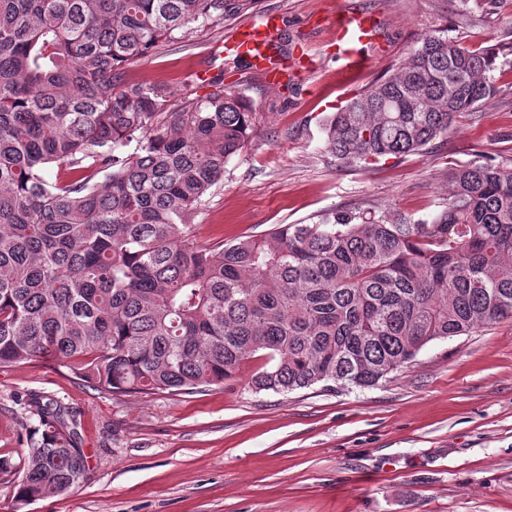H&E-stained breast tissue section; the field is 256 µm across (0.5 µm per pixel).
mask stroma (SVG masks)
Wrapping results in <instances>:
<instances>
[{
  "label": "stroma",
  "mask_w": 512,
  "mask_h": 512,
  "mask_svg": "<svg viewBox=\"0 0 512 512\" xmlns=\"http://www.w3.org/2000/svg\"><path fill=\"white\" fill-rule=\"evenodd\" d=\"M339 10L377 18L366 69L343 72L329 56L334 33L322 19ZM265 12L283 19L291 81L225 68V89L251 103L252 131L193 217L200 242L332 212L429 222L448 201L452 168L512 160V0H258L160 46L127 77L205 94L193 71ZM439 30L497 52L494 94L420 153L348 165L325 152L327 115ZM307 55L315 71L300 69ZM262 363L190 394L103 391L50 357L1 366L0 458L22 463L35 397L74 415L86 457L80 486L24 512H512V318L433 342L372 388L255 392L246 378Z\"/></svg>",
  "instance_id": "1"
}]
</instances>
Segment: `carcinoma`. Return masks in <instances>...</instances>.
Returning a JSON list of instances; mask_svg holds the SVG:
<instances>
[{
  "mask_svg": "<svg viewBox=\"0 0 512 512\" xmlns=\"http://www.w3.org/2000/svg\"><path fill=\"white\" fill-rule=\"evenodd\" d=\"M255 2L0 0V364L50 356L112 393H192L260 353L257 392L365 388L512 317V164L453 168L430 223L333 213L197 241L192 217L247 145L251 105L220 81L176 99L127 69ZM496 60L423 36L325 119V148L345 164L421 151L495 92ZM31 413L22 465L0 459L20 506L86 472L69 412L35 398Z\"/></svg>",
  "mask_w": 512,
  "mask_h": 512,
  "instance_id": "carcinoma-1",
  "label": "carcinoma"
}]
</instances>
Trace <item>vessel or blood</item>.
I'll use <instances>...</instances> for the list:
<instances>
[{"label":"vessel or blood","mask_w":512,"mask_h":512,"mask_svg":"<svg viewBox=\"0 0 512 512\" xmlns=\"http://www.w3.org/2000/svg\"><path fill=\"white\" fill-rule=\"evenodd\" d=\"M334 42L332 57L348 66L367 64L379 43L378 23L374 16L363 12H342L332 15ZM282 26L272 13L241 25L227 39L225 48L245 58L253 72L268 77L276 74L275 47L280 43Z\"/></svg>","instance_id":"vessel-or-blood-1"}]
</instances>
